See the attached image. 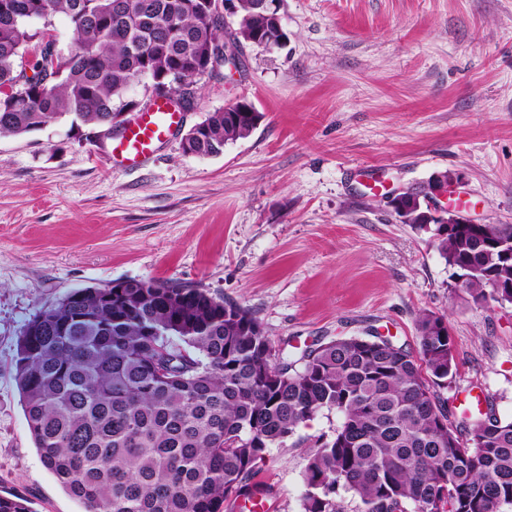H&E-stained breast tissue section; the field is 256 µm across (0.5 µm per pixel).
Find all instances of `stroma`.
Instances as JSON below:
<instances>
[{
	"label": "stroma",
	"instance_id": "1",
	"mask_svg": "<svg viewBox=\"0 0 512 512\" xmlns=\"http://www.w3.org/2000/svg\"><path fill=\"white\" fill-rule=\"evenodd\" d=\"M285 47L244 45L237 72L201 82L183 122L236 101L263 114L223 155L173 135L115 167L68 120L0 136V494L83 512L45 467L14 380L16 340L67 292L124 278L203 288L248 307L291 355L339 337L417 349L421 312L446 314L447 406L488 399L512 419V304L475 305L429 232L387 198L451 171L448 200L512 224V0H285ZM323 412L255 472L272 512H299Z\"/></svg>",
	"mask_w": 512,
	"mask_h": 512
}]
</instances>
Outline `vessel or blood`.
I'll return each mask as SVG.
<instances>
[{
  "instance_id": "1",
  "label": "vessel or blood",
  "mask_w": 512,
  "mask_h": 512,
  "mask_svg": "<svg viewBox=\"0 0 512 512\" xmlns=\"http://www.w3.org/2000/svg\"><path fill=\"white\" fill-rule=\"evenodd\" d=\"M184 121V114L163 100L137 113L126 131L112 141L113 162L134 166L153 155Z\"/></svg>"
}]
</instances>
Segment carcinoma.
<instances>
[{"instance_id":"1","label":"carcinoma","mask_w":512,"mask_h":512,"mask_svg":"<svg viewBox=\"0 0 512 512\" xmlns=\"http://www.w3.org/2000/svg\"><path fill=\"white\" fill-rule=\"evenodd\" d=\"M0 0V135L64 118L99 129L143 80L194 106L210 49L224 41L212 0ZM239 0L256 47H278L275 26ZM63 14L74 45L23 59ZM179 73L185 83L170 81ZM263 114L206 113L183 154L209 158L248 137ZM433 246L467 266L477 301L512 303V224H455L429 216ZM110 288L66 293L17 339L15 380L44 465L84 512H245L264 508L251 483L268 449L323 411L339 422L317 436L300 512H503L512 506V419L488 406L459 422L431 391L456 374L446 317L417 319L418 350L374 336L338 338L290 359L258 331L249 308L202 288L154 280L108 301ZM0 512H32L0 495Z\"/></svg>"}]
</instances>
